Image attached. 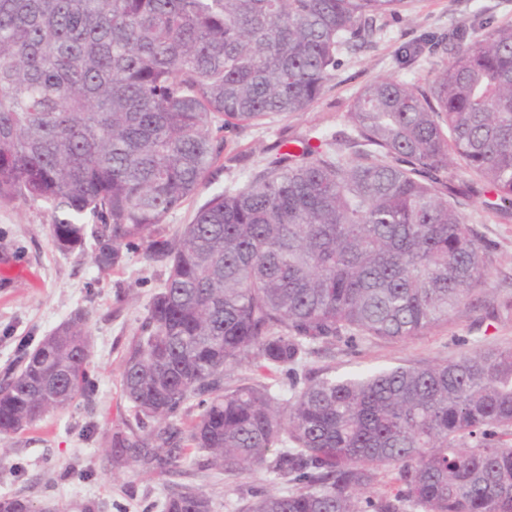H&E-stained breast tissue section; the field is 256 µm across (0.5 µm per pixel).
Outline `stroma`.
Wrapping results in <instances>:
<instances>
[{
    "mask_svg": "<svg viewBox=\"0 0 512 512\" xmlns=\"http://www.w3.org/2000/svg\"><path fill=\"white\" fill-rule=\"evenodd\" d=\"M484 22H512V0H407L398 16L382 20L372 42L345 53L335 80L307 111L224 129V150L209 183L166 217L165 234L190 223L213 194L261 172L280 138L306 139L315 146L322 136L349 131L352 100L375 78L390 76L424 87L448 59L444 53L425 54L403 65L396 58L401 45L424 33L470 30ZM461 213L489 253L486 281L470 304L447 323L404 341L327 347L310 356L309 368L343 375L434 363L476 347L512 348V315L494 311L499 301L512 298V218L486 209L479 197ZM50 222L44 204H0V368L21 346L35 347L80 312L92 340L88 369L95 394L91 404L51 412L0 444V498L22 495L55 512H84L88 504L95 512H162L164 480L139 465L113 468L107 450L113 428L133 417L121 391L123 351L167 269L137 253L128 255L118 271H100L91 259L92 247L60 252ZM193 482L211 499L214 512H247L255 493L289 489L263 470L195 473Z\"/></svg>",
    "mask_w": 512,
    "mask_h": 512,
    "instance_id": "35a3bbf8",
    "label": "stroma"
}]
</instances>
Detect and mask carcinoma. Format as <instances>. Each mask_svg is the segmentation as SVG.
<instances>
[{
	"instance_id": "obj_1",
	"label": "carcinoma",
	"mask_w": 512,
	"mask_h": 512,
	"mask_svg": "<svg viewBox=\"0 0 512 512\" xmlns=\"http://www.w3.org/2000/svg\"><path fill=\"white\" fill-rule=\"evenodd\" d=\"M405 0H0V203L40 202L63 252L95 242L102 271L130 253L168 276L124 353L135 424L112 465L264 469L294 485L250 512H512V348L336 376L318 345L406 340L448 322L487 273L459 209L484 192L512 216V23L452 46L426 88L365 85L351 133L298 154L282 140L246 184L214 194L168 237L220 155L214 131L305 112L342 55ZM476 176L448 184V158ZM78 314L0 384V436L94 393ZM257 366L275 383L231 372ZM200 413L185 426L187 405ZM160 426L153 427L151 423ZM393 474V489L369 494ZM164 512H213L172 482ZM0 512L35 510L25 497Z\"/></svg>"
}]
</instances>
